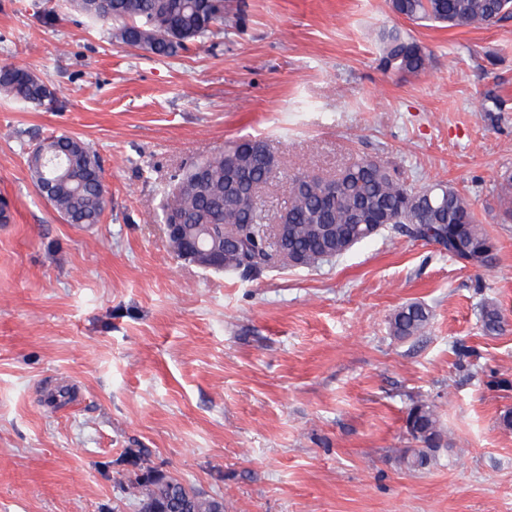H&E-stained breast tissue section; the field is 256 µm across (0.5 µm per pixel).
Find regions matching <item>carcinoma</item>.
<instances>
[{
    "label": "carcinoma",
    "instance_id": "carcinoma-1",
    "mask_svg": "<svg viewBox=\"0 0 512 512\" xmlns=\"http://www.w3.org/2000/svg\"><path fill=\"white\" fill-rule=\"evenodd\" d=\"M87 18L109 25L113 41L139 48L158 57L172 58L194 42L208 38L213 28L224 26L230 10L224 0H71ZM393 13L412 22L430 21L450 26L490 27L512 14V0H390ZM381 60L388 72L419 75L430 65L428 49L392 28L380 37ZM0 94L23 104L50 109L53 92L33 73L17 66L0 67ZM254 139H239L233 146L243 151L250 167L249 180L237 193L224 187V153L203 160L209 186L195 183L198 163L174 177L166 197L180 204L182 224H228L239 243L228 242L224 271L242 277L258 276L270 266L274 243L261 233L266 210L261 193L277 173L254 153ZM28 167L37 188L49 182L46 200L67 224H97L107 200L97 156L70 134L50 136L35 145ZM503 221H512V176L499 184ZM288 252L304 255L315 267L323 256L339 257L377 236L386 228L439 245L448 257L476 269L494 259L495 243L477 224L469 197L438 181L416 186L388 164L363 157L333 178L302 172L288 180ZM431 319L430 309L418 302L397 309L390 318L392 336L420 335ZM482 331L501 330L497 306L486 304L480 313ZM406 427L417 448L398 451V464L412 472L429 468L436 460L441 427L434 406L426 400L413 406ZM148 484L141 512H224V502L206 499L176 479L146 473Z\"/></svg>",
    "mask_w": 512,
    "mask_h": 512
}]
</instances>
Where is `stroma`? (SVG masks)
<instances>
[{
	"instance_id": "1",
	"label": "stroma",
	"mask_w": 512,
	"mask_h": 512,
	"mask_svg": "<svg viewBox=\"0 0 512 512\" xmlns=\"http://www.w3.org/2000/svg\"><path fill=\"white\" fill-rule=\"evenodd\" d=\"M236 27L161 59L111 41L68 0H0V66L54 93L0 98V512H140L151 470L224 512H512V17L417 24L388 0H231ZM48 10L58 19L40 20ZM431 52L383 71L378 34ZM68 133L103 169L100 223L68 224L35 187L32 146ZM268 142L281 178L374 157L410 182L466 190L497 242L491 267L388 229L314 268L255 278L179 259L161 205L179 167L240 138ZM499 334L481 330L484 302ZM432 310L399 341L401 306ZM437 462L398 449L418 401ZM406 427L420 446L400 449L397 456L398 464L412 472L429 468L437 460L436 452L442 435L434 406L426 400L418 402L408 413Z\"/></svg>"
}]
</instances>
